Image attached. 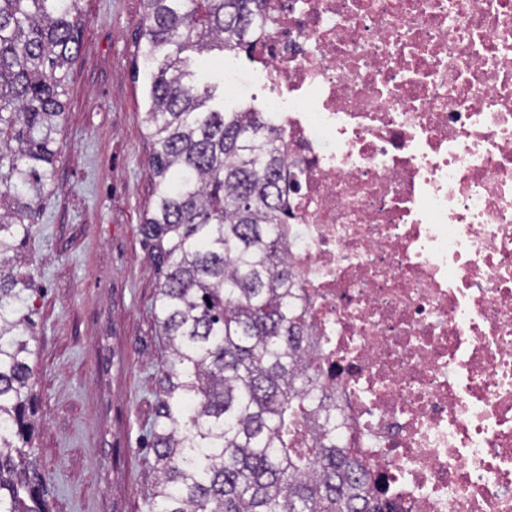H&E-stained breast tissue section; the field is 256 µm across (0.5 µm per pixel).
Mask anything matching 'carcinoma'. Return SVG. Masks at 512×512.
Segmentation results:
<instances>
[{
    "mask_svg": "<svg viewBox=\"0 0 512 512\" xmlns=\"http://www.w3.org/2000/svg\"><path fill=\"white\" fill-rule=\"evenodd\" d=\"M264 0H143L144 123L162 276L149 512H393L336 424L294 302L284 153L265 113L213 105L190 55L253 49ZM79 0H0V512H50L34 438L39 394L23 250L54 181Z\"/></svg>",
    "mask_w": 512,
    "mask_h": 512,
    "instance_id": "obj_1",
    "label": "carcinoma"
}]
</instances>
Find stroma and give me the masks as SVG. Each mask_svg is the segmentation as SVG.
<instances>
[{"instance_id": "1", "label": "stroma", "mask_w": 512, "mask_h": 512, "mask_svg": "<svg viewBox=\"0 0 512 512\" xmlns=\"http://www.w3.org/2000/svg\"><path fill=\"white\" fill-rule=\"evenodd\" d=\"M61 154L27 254L38 291V467L53 512H147L156 374L166 355L143 122L142 0H80Z\"/></svg>"}]
</instances>
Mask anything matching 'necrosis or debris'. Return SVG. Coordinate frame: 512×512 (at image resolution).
<instances>
[{"mask_svg":"<svg viewBox=\"0 0 512 512\" xmlns=\"http://www.w3.org/2000/svg\"><path fill=\"white\" fill-rule=\"evenodd\" d=\"M253 40L337 439L395 512H512V0H265Z\"/></svg>","mask_w":512,"mask_h":512,"instance_id":"1","label":"necrosis or debris"}]
</instances>
